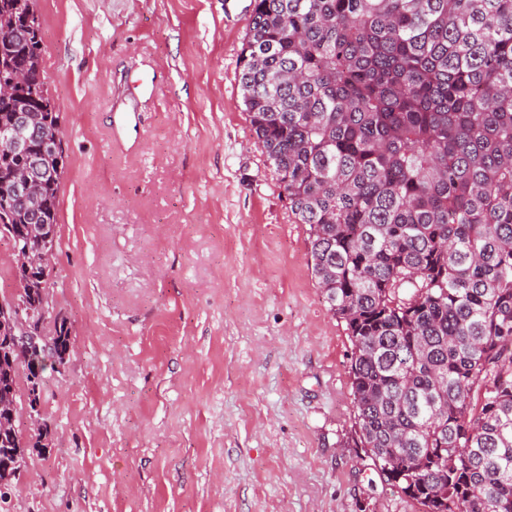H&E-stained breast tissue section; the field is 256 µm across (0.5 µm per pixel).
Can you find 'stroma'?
I'll use <instances>...</instances> for the list:
<instances>
[{"instance_id": "35a3bbf8", "label": "stroma", "mask_w": 512, "mask_h": 512, "mask_svg": "<svg viewBox=\"0 0 512 512\" xmlns=\"http://www.w3.org/2000/svg\"><path fill=\"white\" fill-rule=\"evenodd\" d=\"M252 3L37 0L72 348L0 512H420L353 444V344L242 103Z\"/></svg>"}]
</instances>
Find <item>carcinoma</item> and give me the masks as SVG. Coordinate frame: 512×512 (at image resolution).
I'll list each match as a JSON object with an SVG mask.
<instances>
[{
	"mask_svg": "<svg viewBox=\"0 0 512 512\" xmlns=\"http://www.w3.org/2000/svg\"><path fill=\"white\" fill-rule=\"evenodd\" d=\"M40 32L36 0H0V127L31 104L50 171L35 197L0 196L35 309L49 270L30 213L56 240L65 165ZM239 84L354 346L355 445L422 512H512V0H254ZM26 163L0 143V184ZM70 348L55 322L51 353ZM23 365L0 361V401ZM47 435L0 409V482Z\"/></svg>",
	"mask_w": 512,
	"mask_h": 512,
	"instance_id": "1",
	"label": "carcinoma"
}]
</instances>
